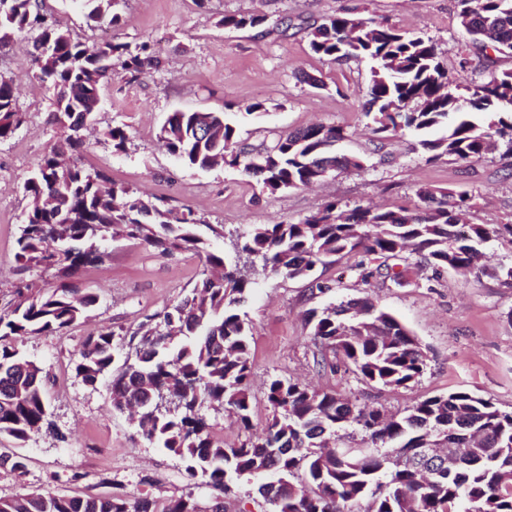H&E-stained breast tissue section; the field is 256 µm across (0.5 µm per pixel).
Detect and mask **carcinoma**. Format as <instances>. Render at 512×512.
<instances>
[{"instance_id": "cac0c4a2", "label": "carcinoma", "mask_w": 512, "mask_h": 512, "mask_svg": "<svg viewBox=\"0 0 512 512\" xmlns=\"http://www.w3.org/2000/svg\"><path fill=\"white\" fill-rule=\"evenodd\" d=\"M94 23L116 25L117 6L127 0H81ZM461 26L482 49L512 54V0H458ZM257 14L227 15L224 25L255 28ZM35 30L32 62L38 78L57 90L53 120L64 137L37 164L24 183L28 200L17 238L15 258L24 268L55 273L47 288L12 290L14 301L0 310V437L18 447L48 419L42 369L15 347L24 336L61 333L98 302L80 292L72 279L79 269L101 260L100 242L111 237L137 239L162 255L193 251L208 272L191 296L158 315L153 331L128 335L105 330L87 337L75 364L76 377L95 388L107 384L112 407L137 409L143 436L157 448L187 460L186 473L228 492L233 474L263 479L258 493L271 512H347L345 507L377 489L370 512H512V412L468 391L416 401L402 416H389L334 392H319L289 380L272 378L267 400L273 409L262 435L237 446L214 438L207 411L230 410L248 431L250 409V321L237 313L252 281L241 255L289 279L310 278L320 291L329 285L314 277L331 255L364 253L373 268H361L364 281L383 277L406 286L404 272L388 263L408 245L433 275L446 268L476 269L482 246L512 224H463L472 208L467 190H418L415 208L355 207L336 211L329 203L297 223L254 227L240 255L231 259L210 250L196 232L200 220L163 200L137 194L91 172L67 153L84 144L87 122L100 102L101 85L114 66L142 73L159 60L145 44L82 42L56 25L41 0H0V49L17 32ZM312 52L334 62L350 57L374 63L370 103L377 107L373 131L395 135L409 130L421 137L429 159L481 157L490 147L512 158V71L494 74L481 85L460 87L438 61L435 45L392 26L349 16H334L312 28ZM23 123L15 87L0 75V142ZM160 139L183 163L202 169L222 162L261 178L272 193L306 187L337 166L361 167L354 158L333 155L343 132L314 126L281 134L271 144L249 146L219 112H173ZM315 343L331 352L362 381L407 388L423 374L426 361L419 341L399 320L371 298L342 301L308 313ZM348 426L364 433L356 448L328 445ZM449 445L454 464L423 480L410 463L423 440ZM21 476L26 458L0 455V466ZM304 472L305 480L296 481ZM0 512H202L195 500L179 497L163 507L150 499L129 502L119 496L69 497L39 492L0 497Z\"/></svg>"}]
</instances>
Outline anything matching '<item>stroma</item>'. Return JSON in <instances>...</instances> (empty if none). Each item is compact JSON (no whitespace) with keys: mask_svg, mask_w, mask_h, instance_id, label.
I'll return each mask as SVG.
<instances>
[{"mask_svg":"<svg viewBox=\"0 0 512 512\" xmlns=\"http://www.w3.org/2000/svg\"><path fill=\"white\" fill-rule=\"evenodd\" d=\"M45 8L80 40L111 39L148 43L158 68L136 75L114 68L100 91V103L84 133L81 161L129 188L166 199L169 207L192 211L224 227L212 240L218 252H231L238 234L260 224L295 223L327 203L414 207L422 187L466 189L474 207L473 224H512V163L492 152L468 162L446 156L432 162L416 134L403 130L380 139L373 135L369 110L372 64L353 59L338 64L309 47L313 24L330 16L352 15L430 39L450 75L462 85L487 82L512 69V57L482 51L457 19L456 0H128L118 26L88 24L75 0H46ZM258 13L265 26L251 30L224 27V16ZM289 16L294 26L280 35L277 23ZM34 34L16 33L0 52V75L18 89L16 108L25 121L14 137L0 143V309L9 306L19 284L43 288L53 274L38 268L19 272L15 259L19 227L27 207L23 184L57 142L53 121L56 92L37 78L29 52ZM467 69H460L461 57ZM257 103L259 113L245 115ZM221 112L239 140L258 145L279 134L314 124L343 128L338 153L358 156L362 169L337 170L320 184L269 194L256 178L221 165L201 169L169 154L158 136L170 113ZM124 126L125 150L113 149L108 127ZM102 261L79 270V288L99 296L96 307L60 336H26L19 351L36 362L46 378L49 415L55 433H40L24 447L0 437V454L22 452L27 471L16 476L0 467V496L38 491L70 497L120 495L158 503L185 495L209 508L218 490L188 479L186 461L151 445L128 413L115 410L106 385L85 386L74 372L86 337L101 330H136L149 316L185 298L199 282L203 260L181 251L160 256L151 247L122 238L101 242ZM357 254L335 256L318 267L330 291L312 292L308 281L288 279L263 269L241 310L253 326L251 395L253 429L244 431L227 411L210 412L214 436L234 445L261 434L272 416L266 399L269 378L282 377L335 391L356 403L404 412L416 401L466 390L512 412V285L464 269L439 276L409 255L401 268L405 287L363 282ZM373 298L420 342L426 371L413 387L369 385L352 373L323 370L310 335L311 309L351 299ZM251 476L231 480L224 512H266Z\"/></svg>","mask_w":512,"mask_h":512,"instance_id":"obj_1","label":"stroma"}]
</instances>
